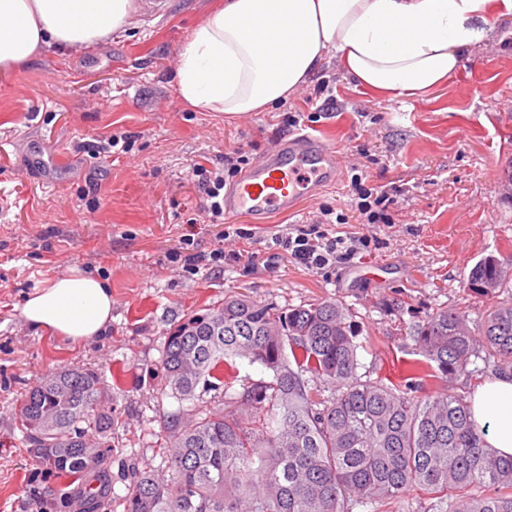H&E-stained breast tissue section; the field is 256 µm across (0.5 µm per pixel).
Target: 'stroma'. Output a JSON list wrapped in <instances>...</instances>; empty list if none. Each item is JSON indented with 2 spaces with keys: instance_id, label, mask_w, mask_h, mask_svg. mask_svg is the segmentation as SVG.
Wrapping results in <instances>:
<instances>
[{
  "instance_id": "1",
  "label": "stroma",
  "mask_w": 512,
  "mask_h": 512,
  "mask_svg": "<svg viewBox=\"0 0 512 512\" xmlns=\"http://www.w3.org/2000/svg\"><path fill=\"white\" fill-rule=\"evenodd\" d=\"M218 2L141 0L135 25L110 41L0 73V512H82L77 488L30 455L16 426L21 394L63 367L95 370L108 388L112 455L98 512H124L132 469L165 468L161 422L183 407L161 385L167 333L225 296L280 307L340 300L358 325L365 380L399 378L409 332L428 314L448 307L474 319L507 298L477 294L467 278L489 254L512 268V19L497 21L494 39L428 101L366 92L332 61L288 102L227 116L191 110L170 86L178 45ZM293 118L339 148V185L264 225L237 218L246 234L228 246L249 264L189 274L169 262L184 240L208 252L224 231L199 217L191 165L211 168L231 152L257 160ZM113 133L134 136L131 152L90 159L84 145ZM356 174L392 196L386 221L334 230L370 247L317 272L274 258V233L325 209L351 215ZM72 268L112 286V323L98 341L33 330L20 314L27 294Z\"/></svg>"
}]
</instances>
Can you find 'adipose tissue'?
I'll list each match as a JSON object with an SVG mask.
<instances>
[{
  "instance_id": "adipose-tissue-1",
  "label": "adipose tissue",
  "mask_w": 512,
  "mask_h": 512,
  "mask_svg": "<svg viewBox=\"0 0 512 512\" xmlns=\"http://www.w3.org/2000/svg\"><path fill=\"white\" fill-rule=\"evenodd\" d=\"M135 0H0V71L49 48L84 53L134 22ZM512 0H224L181 44L176 96L198 112H265L337 59L356 86L391 99H427L489 40ZM29 327L74 343L112 321L108 280L73 269L28 295ZM488 445L512 456V373L472 396Z\"/></svg>"
}]
</instances>
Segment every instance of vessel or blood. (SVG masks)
I'll list each match as a JSON object with an SVG mask.
<instances>
[{
    "instance_id": "b4317fda",
    "label": "vessel or blood",
    "mask_w": 512,
    "mask_h": 512,
    "mask_svg": "<svg viewBox=\"0 0 512 512\" xmlns=\"http://www.w3.org/2000/svg\"><path fill=\"white\" fill-rule=\"evenodd\" d=\"M342 170L338 147L315 133H289L224 192V218L248 215L266 223L274 212L295 211L303 198L335 186Z\"/></svg>"
}]
</instances>
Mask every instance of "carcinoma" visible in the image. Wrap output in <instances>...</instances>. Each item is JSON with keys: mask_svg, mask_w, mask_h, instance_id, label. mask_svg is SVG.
Masks as SVG:
<instances>
[{"mask_svg": "<svg viewBox=\"0 0 512 512\" xmlns=\"http://www.w3.org/2000/svg\"><path fill=\"white\" fill-rule=\"evenodd\" d=\"M511 280L491 255L468 284L485 294ZM357 336L332 299L281 308L229 295L173 325L163 385L178 400L228 386L240 358L270 380L217 408L168 415V472L135 473L125 512H352L415 488L447 512H512V456L487 445L463 398L414 395L415 382L467 375L477 359L511 362L512 302L474 326L455 309L428 315L411 336L421 358L407 362L403 385L357 376ZM314 377L334 386L331 395L310 385ZM103 398L101 376L80 368L51 373L21 397L19 428L57 478L80 480L111 452Z\"/></svg>", "mask_w": 512, "mask_h": 512, "instance_id": "carcinoma-1", "label": "carcinoma"}]
</instances>
